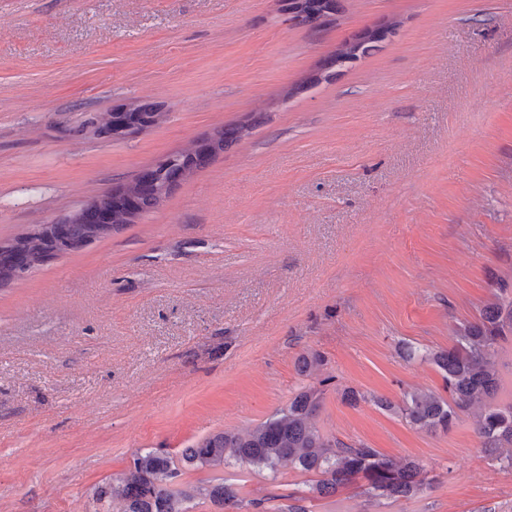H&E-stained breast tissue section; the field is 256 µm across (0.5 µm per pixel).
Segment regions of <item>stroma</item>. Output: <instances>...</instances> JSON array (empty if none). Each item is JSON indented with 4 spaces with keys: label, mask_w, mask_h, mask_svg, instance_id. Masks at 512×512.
<instances>
[{
    "label": "stroma",
    "mask_w": 512,
    "mask_h": 512,
    "mask_svg": "<svg viewBox=\"0 0 512 512\" xmlns=\"http://www.w3.org/2000/svg\"><path fill=\"white\" fill-rule=\"evenodd\" d=\"M287 3L0 0V244L244 129L152 210L0 284V512H89L136 452L285 406L308 352L332 378L320 431L432 484L324 498L288 465L226 468L242 497L512 512L469 416L427 432L373 403L442 391L406 349H448L512 273V0H338L314 32ZM369 30L376 50L333 65ZM140 103L159 115L138 132L83 126Z\"/></svg>",
    "instance_id": "stroma-1"
}]
</instances>
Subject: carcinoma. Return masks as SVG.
I'll use <instances>...</instances> for the list:
<instances>
[{
	"instance_id": "1",
	"label": "carcinoma",
	"mask_w": 512,
	"mask_h": 512,
	"mask_svg": "<svg viewBox=\"0 0 512 512\" xmlns=\"http://www.w3.org/2000/svg\"><path fill=\"white\" fill-rule=\"evenodd\" d=\"M380 37L361 39L349 50H336L334 61L340 65L368 55L376 49ZM206 159L201 150H190L166 157L154 170L153 183L136 193L137 207L127 210L125 196L115 192L98 200L112 211V229L117 230L139 213L153 209L169 194L187 172ZM91 221L68 225L67 239L73 243L88 238L99 239ZM24 245L30 267L44 263L43 256L56 257L58 246L46 241L45 231L0 246V282L17 277L15 261L18 245ZM453 345L439 352L408 351L410 358L419 357L433 363L441 372L448 397L424 388H412L401 402L378 398L375 404L398 414L411 425L427 431L451 430L472 407H478L474 431L484 451L501 467L512 469V390L504 401L505 390L500 361L502 342L512 337V291L500 288L485 301L478 320L453 331ZM323 359L317 353H306L298 360L297 370L303 376L317 374ZM325 390L304 387L288 399L264 421L243 432L222 431L211 434L182 450L179 457L154 449L137 452L132 464L109 479L94 494L97 502L108 501L118 506L117 512H190V503L207 500L227 512L244 506L241 488L222 476L224 468L247 464L277 477L279 468L290 465L318 476L312 491L321 497L336 495L343 488L362 482L364 492L374 497L412 499L429 486L421 478L422 466L414 459L396 462L375 448L363 444L351 446L323 434L314 419L323 406ZM208 472L211 477L196 483L174 484L179 467ZM272 512H309L304 497L273 495Z\"/></svg>"
}]
</instances>
